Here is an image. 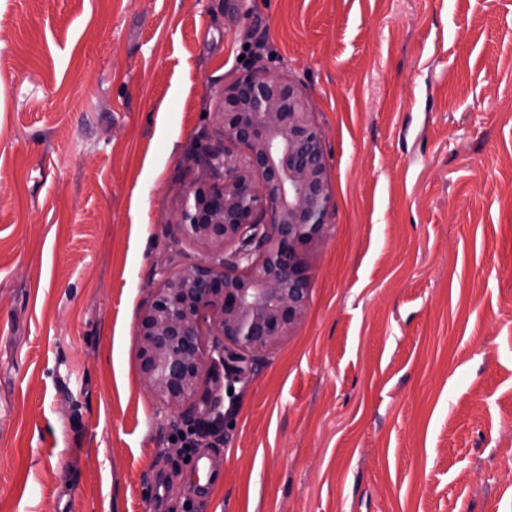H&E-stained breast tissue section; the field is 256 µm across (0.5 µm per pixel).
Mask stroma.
Instances as JSON below:
<instances>
[{"label": "stroma", "mask_w": 512, "mask_h": 512, "mask_svg": "<svg viewBox=\"0 0 512 512\" xmlns=\"http://www.w3.org/2000/svg\"><path fill=\"white\" fill-rule=\"evenodd\" d=\"M260 67L309 100L330 228L188 452L138 314L205 258L177 209ZM0 512H512V0H0Z\"/></svg>", "instance_id": "obj_1"}]
</instances>
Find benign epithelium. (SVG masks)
<instances>
[{
	"label": "benign epithelium",
	"mask_w": 512,
	"mask_h": 512,
	"mask_svg": "<svg viewBox=\"0 0 512 512\" xmlns=\"http://www.w3.org/2000/svg\"><path fill=\"white\" fill-rule=\"evenodd\" d=\"M216 115L223 142L199 156L177 214L209 261L166 274L138 320L140 376L185 416L206 371L244 378L304 319L332 205L324 139L295 83L246 75Z\"/></svg>",
	"instance_id": "7a95c632"
}]
</instances>
